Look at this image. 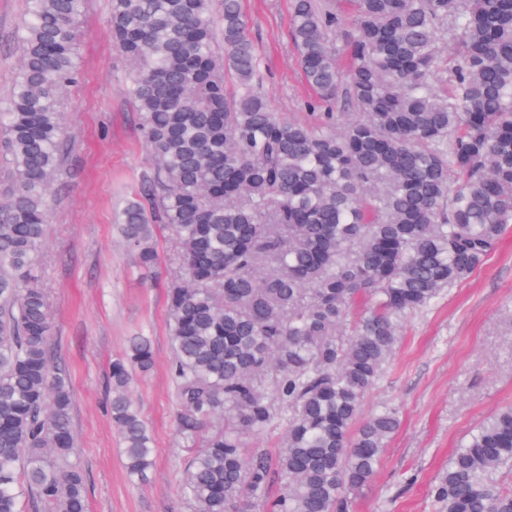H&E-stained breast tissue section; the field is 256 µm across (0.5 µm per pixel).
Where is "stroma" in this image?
Segmentation results:
<instances>
[{
    "label": "stroma",
    "instance_id": "stroma-1",
    "mask_svg": "<svg viewBox=\"0 0 512 512\" xmlns=\"http://www.w3.org/2000/svg\"><path fill=\"white\" fill-rule=\"evenodd\" d=\"M292 3L242 0V8L263 92L284 119L309 122L311 93L290 36ZM24 8L25 0H0V112L19 64L15 31ZM109 12L110 0H88L78 24L80 77L66 94L61 171L50 192L51 222L36 273L53 309L52 356L69 377L89 512H189L181 479L190 450L177 427L165 298L177 250L169 233L158 231L159 265L143 273L116 227L154 169L124 92L130 63L112 44ZM140 332L152 339L154 366L135 377L132 396L157 456L148 481L135 484L108 410V374L129 337ZM509 404L512 229L469 279L404 321L400 346L362 408L368 415L393 406L400 427L350 512H435L430 481L461 437Z\"/></svg>",
    "mask_w": 512,
    "mask_h": 512
}]
</instances>
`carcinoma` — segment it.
Returning <instances> with one entry per match:
<instances>
[{
	"label": "carcinoma",
	"mask_w": 512,
	"mask_h": 512,
	"mask_svg": "<svg viewBox=\"0 0 512 512\" xmlns=\"http://www.w3.org/2000/svg\"><path fill=\"white\" fill-rule=\"evenodd\" d=\"M3 138L15 182L0 206V512H87L72 394L49 351L34 274L60 172L61 103L79 73L87 0H26ZM293 0L292 40L315 92L352 112L284 121L257 79L240 0H111L132 71L125 93L154 161L120 230L167 287L178 427L193 443L191 512H349L399 427L365 396L401 320L467 280L512 226V0ZM344 32L341 69L332 35ZM453 46L443 63L441 44ZM448 73V91L433 85ZM149 337L112 362L109 413L127 475L156 448L130 396ZM284 424L274 455L244 435ZM512 405L471 432L428 490L436 512H512Z\"/></svg>",
	"instance_id": "carcinoma-1"
}]
</instances>
